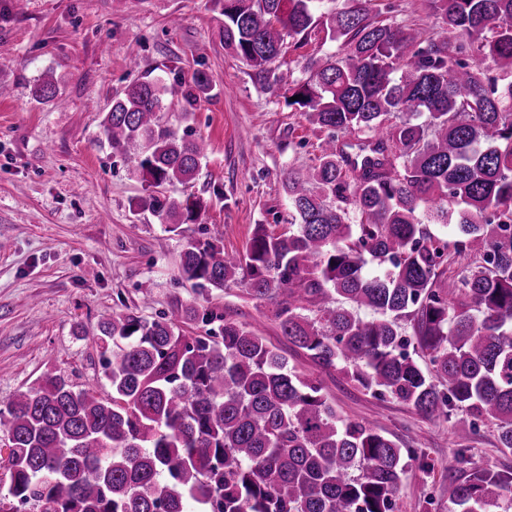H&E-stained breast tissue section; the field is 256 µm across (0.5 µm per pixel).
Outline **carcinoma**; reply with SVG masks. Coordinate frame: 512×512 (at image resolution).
Instances as JSON below:
<instances>
[{"instance_id": "cac0c4a2", "label": "carcinoma", "mask_w": 512, "mask_h": 512, "mask_svg": "<svg viewBox=\"0 0 512 512\" xmlns=\"http://www.w3.org/2000/svg\"><path fill=\"white\" fill-rule=\"evenodd\" d=\"M220 2L224 46L262 78L281 82L285 40L315 28L345 53L309 60L296 91L324 138L317 164L288 171V231L257 224L241 254L215 229L187 242L181 277L274 302L281 335L314 364L452 420L462 440L492 421L512 451V0H426L438 32L376 21L373 0L318 16V0ZM210 88L199 71L186 96ZM165 91L131 82L101 126L155 188L143 207L175 232L204 202L158 188L193 181L207 144L162 123ZM185 318L216 315L103 317L90 339L109 393L48 375L0 410V512H394L414 450L338 416L321 383L245 326L192 338ZM409 318L427 373L406 351ZM508 489L512 471L473 468L450 498L509 512Z\"/></svg>"}]
</instances>
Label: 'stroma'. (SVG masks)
Returning a JSON list of instances; mask_svg holds the SVG:
<instances>
[{"label": "stroma", "instance_id": "35a3bbf8", "mask_svg": "<svg viewBox=\"0 0 512 512\" xmlns=\"http://www.w3.org/2000/svg\"><path fill=\"white\" fill-rule=\"evenodd\" d=\"M372 17L435 23L425 0H375ZM339 48L316 30L301 45L287 39L279 58L284 82L270 87L225 47L213 0H0V405L49 374L100 388L99 353L83 333L101 316L130 308L152 320L176 305L204 303L319 380L342 417L374 424L417 451L406 461L394 512H456L452 480L472 466L512 469L493 423L459 440L449 423L396 399L375 400L343 372L292 351L270 302L235 286L204 300L180 277L179 255L202 228L219 226L225 249L237 252L254 225L287 230L285 179L316 164L321 142L289 105L288 85L307 79L308 59ZM199 71L212 88L186 101ZM141 77L165 83L172 128L209 144L196 180L163 188L207 203L178 234L134 208L145 186L101 129L113 97ZM45 78L60 100H35Z\"/></svg>", "mask_w": 512, "mask_h": 512}]
</instances>
